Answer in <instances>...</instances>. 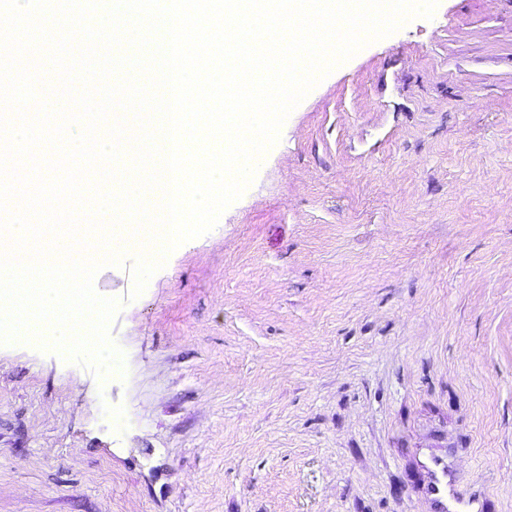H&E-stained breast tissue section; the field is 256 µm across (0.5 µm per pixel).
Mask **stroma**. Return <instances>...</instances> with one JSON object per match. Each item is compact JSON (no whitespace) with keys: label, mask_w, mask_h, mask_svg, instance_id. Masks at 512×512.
Here are the masks:
<instances>
[{"label":"stroma","mask_w":512,"mask_h":512,"mask_svg":"<svg viewBox=\"0 0 512 512\" xmlns=\"http://www.w3.org/2000/svg\"><path fill=\"white\" fill-rule=\"evenodd\" d=\"M124 369L0 345V512H427L413 451L512 512V0L334 68L132 297Z\"/></svg>","instance_id":"1"}]
</instances>
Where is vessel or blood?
I'll return each mask as SVG.
<instances>
[{"instance_id":"1","label":"vessel or blood","mask_w":512,"mask_h":512,"mask_svg":"<svg viewBox=\"0 0 512 512\" xmlns=\"http://www.w3.org/2000/svg\"><path fill=\"white\" fill-rule=\"evenodd\" d=\"M416 455L421 471L418 490L430 512H484V497L461 488L448 451L420 448Z\"/></svg>"}]
</instances>
